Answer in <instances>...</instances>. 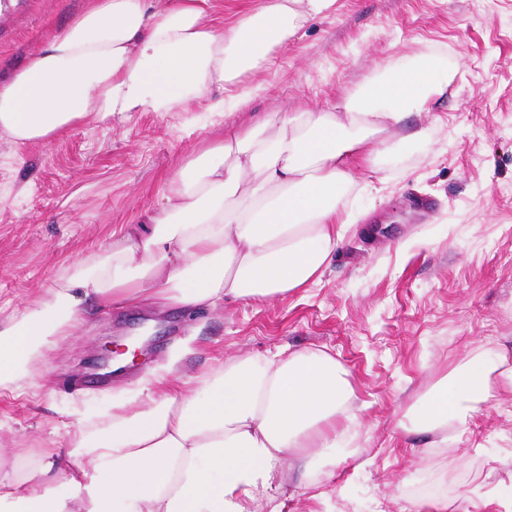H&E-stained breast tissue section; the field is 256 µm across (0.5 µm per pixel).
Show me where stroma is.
<instances>
[{"instance_id":"stroma-1","label":"stroma","mask_w":512,"mask_h":512,"mask_svg":"<svg viewBox=\"0 0 512 512\" xmlns=\"http://www.w3.org/2000/svg\"><path fill=\"white\" fill-rule=\"evenodd\" d=\"M88 0L0 5V80ZM436 61L448 86L377 154L340 206L353 222L320 282L264 303L202 311L151 304L94 314L17 390L0 389V464L13 466L138 407L145 382L194 383L231 358L324 351L349 372L357 424L330 462L289 472L283 512H507L484 493L512 478V399L487 406L444 448L411 432L409 408L471 353L512 364V0H335L241 79L245 105L213 90L187 112L91 117L48 144L0 146V316L45 297L61 270L111 248L161 201L166 179L224 124L327 112L389 68ZM223 124V125H224ZM142 337L137 364L99 384L101 345Z\"/></svg>"}]
</instances>
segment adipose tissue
<instances>
[{"label":"adipose tissue","mask_w":512,"mask_h":512,"mask_svg":"<svg viewBox=\"0 0 512 512\" xmlns=\"http://www.w3.org/2000/svg\"><path fill=\"white\" fill-rule=\"evenodd\" d=\"M333 3L259 0L220 31L210 0H90L0 81V140L48 143L92 116L187 111L268 64ZM443 88L437 63L421 60L335 110L225 127L169 178L149 232H127L0 318V389L19 387L92 309L262 303L320 281L349 229L339 203L359 183V153ZM506 361L479 352L455 366L412 409L414 430L447 436L512 393ZM347 375L326 352H281L224 362L194 390L145 386L141 408L113 401L102 427L74 433L90 467L62 470L65 450L48 448L25 474L0 469V512H282L286 460L312 470L331 456L337 422L356 421Z\"/></svg>","instance_id":"obj_1"}]
</instances>
